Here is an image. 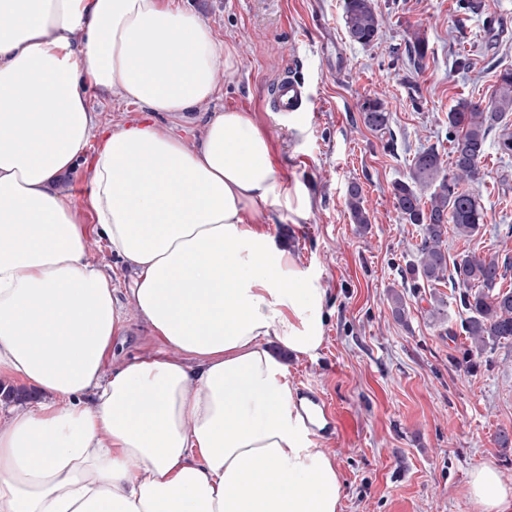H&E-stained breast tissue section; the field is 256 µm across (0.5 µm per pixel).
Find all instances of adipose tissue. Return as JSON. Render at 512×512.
I'll return each instance as SVG.
<instances>
[{
    "instance_id": "obj_1",
    "label": "adipose tissue",
    "mask_w": 512,
    "mask_h": 512,
    "mask_svg": "<svg viewBox=\"0 0 512 512\" xmlns=\"http://www.w3.org/2000/svg\"><path fill=\"white\" fill-rule=\"evenodd\" d=\"M232 57L188 0H0V377L40 394L0 402V512H339L286 362L322 348L325 291L264 228L289 196L268 140L243 110L191 148L156 119ZM95 90L144 119L98 126ZM79 166L129 303L60 189ZM133 320L157 346L112 364ZM468 496L512 512L493 466Z\"/></svg>"
}]
</instances>
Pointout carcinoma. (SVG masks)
I'll return each mask as SVG.
<instances>
[{"instance_id": "carcinoma-1", "label": "carcinoma", "mask_w": 512, "mask_h": 512, "mask_svg": "<svg viewBox=\"0 0 512 512\" xmlns=\"http://www.w3.org/2000/svg\"><path fill=\"white\" fill-rule=\"evenodd\" d=\"M342 20L345 35L353 43L369 46L380 37L382 18L372 0H343ZM406 48L413 64L418 66L426 58L427 44L419 30L409 31ZM510 112L512 67H505L499 71L496 89L487 103L460 99L449 109L452 170L446 169L437 148H422L413 157L408 180L393 185L399 218L422 230L416 261L405 273L415 282H446L448 287L460 289V303L467 311L461 330L480 352L502 338L512 337V289L498 288L512 269V258L463 253L448 262V225H453L458 237L469 238L483 224V207L467 184L480 174L490 132ZM359 113L371 131L382 136L390 132V113L382 99H362ZM346 204L352 222L366 229L370 220L359 183L348 185Z\"/></svg>"}]
</instances>
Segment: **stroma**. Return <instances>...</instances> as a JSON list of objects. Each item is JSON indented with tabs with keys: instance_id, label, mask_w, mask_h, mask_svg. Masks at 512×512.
<instances>
[{
	"instance_id": "obj_1",
	"label": "stroma",
	"mask_w": 512,
	"mask_h": 512,
	"mask_svg": "<svg viewBox=\"0 0 512 512\" xmlns=\"http://www.w3.org/2000/svg\"><path fill=\"white\" fill-rule=\"evenodd\" d=\"M497 15L485 30L466 0H374L384 19L379 40H347L342 0H196L214 33L236 50L235 73L218 99L188 117L165 116L187 143L224 108L251 112L264 131L287 206L266 230L309 279L326 291L325 341L315 359H289L295 389L318 390L340 426L318 437L333 453L344 484L341 512H473L470 471L495 466L512 482V339L476 352L461 331L466 312L443 285L412 288L406 264L421 230L398 218L393 185L405 179L415 152L448 154V111L459 99L488 101L496 74L512 66V0H484ZM484 12V13H485ZM428 43L422 67L405 52L406 31ZM304 84L306 107L282 115L268 102L280 74ZM382 98L393 142L367 129L358 103ZM512 114L489 135L482 178L472 189L484 224L471 240L448 238V254L512 255V154L500 141ZM363 188L369 214L358 230L346 207L350 182ZM403 294L405 322L389 308ZM444 317H431L432 297Z\"/></svg>"
}]
</instances>
